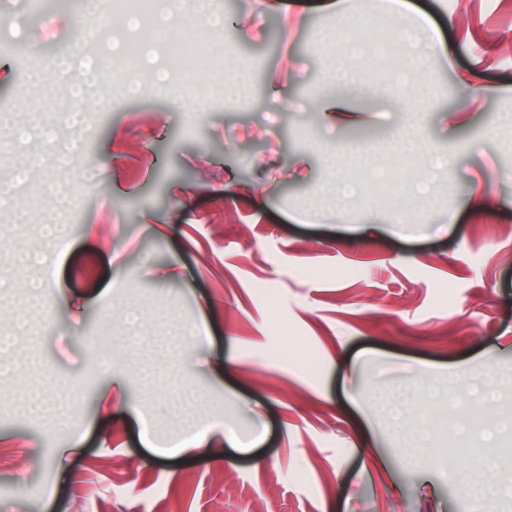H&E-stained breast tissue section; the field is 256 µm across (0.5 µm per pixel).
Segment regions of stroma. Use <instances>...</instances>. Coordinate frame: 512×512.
Segmentation results:
<instances>
[{"instance_id":"35a3bbf8","label":"stroma","mask_w":512,"mask_h":512,"mask_svg":"<svg viewBox=\"0 0 512 512\" xmlns=\"http://www.w3.org/2000/svg\"><path fill=\"white\" fill-rule=\"evenodd\" d=\"M335 2L211 0L215 36L179 8L210 38L215 88L230 54L249 79L246 106L218 94L194 113L179 69L176 103L117 80L74 103L83 67L55 58L80 9L0 0V183L43 158L0 210V512H512V0H409L447 51L409 160L387 149L406 115L372 55L352 67L371 100L351 101L371 137L315 110L335 90ZM35 102L59 146H82L67 168ZM77 107L85 126L66 120ZM379 178L395 203L367 201ZM62 183L57 243L39 226ZM88 336L131 378L106 407ZM221 423L240 447L175 451ZM420 427L427 470L406 462Z\"/></svg>"}]
</instances>
